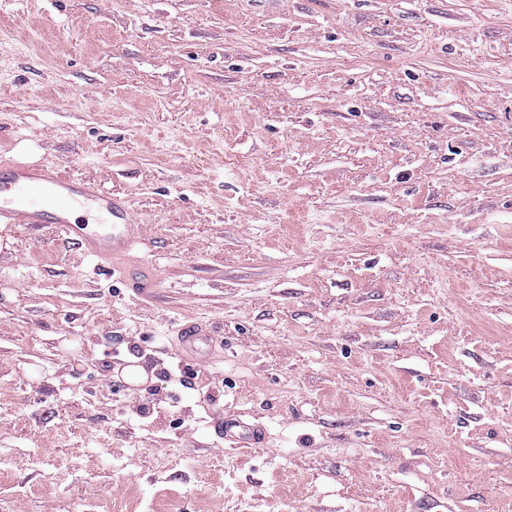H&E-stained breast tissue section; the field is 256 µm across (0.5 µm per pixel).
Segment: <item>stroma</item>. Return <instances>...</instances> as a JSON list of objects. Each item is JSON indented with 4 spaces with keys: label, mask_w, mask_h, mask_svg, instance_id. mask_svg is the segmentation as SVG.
<instances>
[{
    "label": "stroma",
    "mask_w": 512,
    "mask_h": 512,
    "mask_svg": "<svg viewBox=\"0 0 512 512\" xmlns=\"http://www.w3.org/2000/svg\"><path fill=\"white\" fill-rule=\"evenodd\" d=\"M1 157L0 512H512V0H0ZM76 211L86 219H75ZM0 224L53 225L107 270L140 238L124 197L56 168L11 159L0 161ZM180 349L183 352H197L209 342V334L198 323H189L180 331ZM212 426L218 437L232 442L238 448H250L265 439V429L262 426L248 424L232 417L215 419Z\"/></svg>",
    "instance_id": "obj_1"
}]
</instances>
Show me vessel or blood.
Here are the masks:
<instances>
[{"mask_svg":"<svg viewBox=\"0 0 512 512\" xmlns=\"http://www.w3.org/2000/svg\"><path fill=\"white\" fill-rule=\"evenodd\" d=\"M0 224L53 225L103 268L125 255L140 237L124 197L56 168L11 159L0 161ZM208 342L200 324H186L180 331L183 352L198 351ZM212 426L218 437L239 448L265 438L262 426L232 417L214 420Z\"/></svg>","mask_w":512,"mask_h":512,"instance_id":"obj_1","label":"vessel or blood"}]
</instances>
